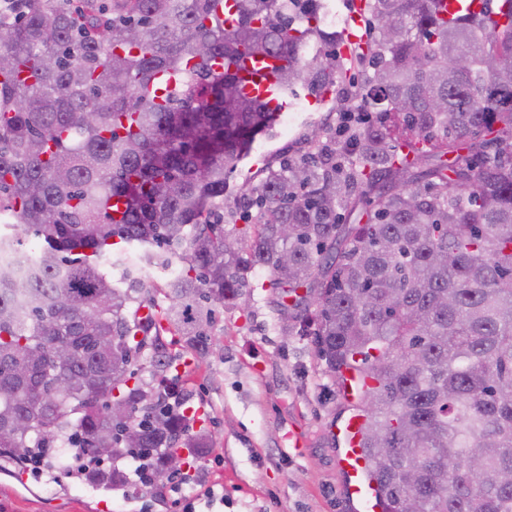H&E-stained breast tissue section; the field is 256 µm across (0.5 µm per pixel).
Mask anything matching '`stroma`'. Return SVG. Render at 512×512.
Wrapping results in <instances>:
<instances>
[{
	"label": "stroma",
	"mask_w": 512,
	"mask_h": 512,
	"mask_svg": "<svg viewBox=\"0 0 512 512\" xmlns=\"http://www.w3.org/2000/svg\"><path fill=\"white\" fill-rule=\"evenodd\" d=\"M359 84L337 81L290 137L264 140L230 175L231 192H246L282 158L314 156L311 128H336L341 111H357ZM246 280L238 305L215 310V355L178 369L177 384L212 437L188 482L105 492L66 474L2 471L0 512H99L102 502L109 512H359L339 464L351 402L311 340L283 333L267 271L254 268Z\"/></svg>",
	"instance_id": "1"
}]
</instances>
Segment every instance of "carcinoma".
Returning <instances> with one entry per match:
<instances>
[{"instance_id": "cac0c4a2", "label": "carcinoma", "mask_w": 512, "mask_h": 512, "mask_svg": "<svg viewBox=\"0 0 512 512\" xmlns=\"http://www.w3.org/2000/svg\"><path fill=\"white\" fill-rule=\"evenodd\" d=\"M442 2L364 0L377 35L345 65L318 29L324 0H236L228 28L224 0L0 12V250L20 229L40 241L37 274L0 265L1 463L51 477L68 446L110 491L132 484L117 459L155 477L176 448L210 447L132 362L150 347L170 370L166 323L212 355L215 305L259 266L285 331L313 337L340 385L360 378L381 512H512V0L451 18ZM314 33L330 50L311 65ZM266 59L283 90L314 95L361 70L376 116L339 151L267 166L240 200L256 222L228 230L229 174L279 123L240 76ZM129 252L182 263L167 308L103 271Z\"/></svg>"}]
</instances>
